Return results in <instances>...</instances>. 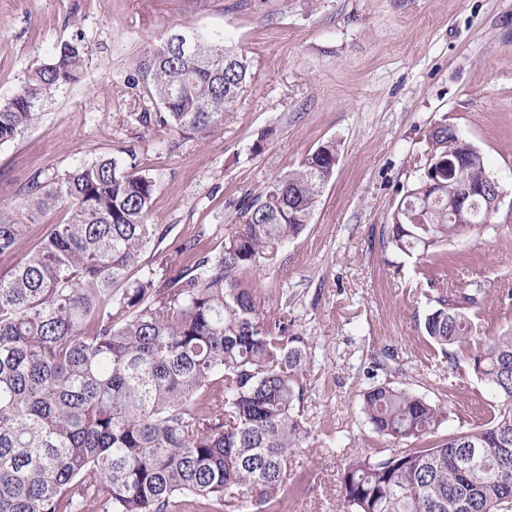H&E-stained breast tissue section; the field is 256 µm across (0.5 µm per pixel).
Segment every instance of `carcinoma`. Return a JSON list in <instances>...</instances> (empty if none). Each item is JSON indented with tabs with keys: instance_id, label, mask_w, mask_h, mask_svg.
Here are the masks:
<instances>
[{
	"instance_id": "1",
	"label": "carcinoma",
	"mask_w": 512,
	"mask_h": 512,
	"mask_svg": "<svg viewBox=\"0 0 512 512\" xmlns=\"http://www.w3.org/2000/svg\"><path fill=\"white\" fill-rule=\"evenodd\" d=\"M176 31L136 59L121 97L143 125L206 136L247 91L250 65L223 35L187 28L181 50L169 41ZM88 62L77 35L28 71L0 100V145L79 83ZM336 155V142L320 145L243 200L220 252L160 274L139 272L166 229L152 222L155 180L132 153L39 173L23 205L0 208V254L35 213H67L0 275V512H248L284 494L311 434L302 413L311 347L288 316L265 318L238 275L305 230ZM486 173L482 159L450 172L432 158L384 225V247L433 280L443 247L492 227L482 200L470 224L455 213L460 186ZM484 288L472 280L437 298L424 321L448 369L486 387L483 416L440 437L451 409L391 379L365 388L361 412L392 448L349 457L350 512H512V327L479 339Z\"/></svg>"
}]
</instances>
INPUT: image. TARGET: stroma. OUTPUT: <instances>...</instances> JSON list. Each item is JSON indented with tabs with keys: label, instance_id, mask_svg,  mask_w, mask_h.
Here are the masks:
<instances>
[{
	"label": "stroma",
	"instance_id": "1",
	"mask_svg": "<svg viewBox=\"0 0 512 512\" xmlns=\"http://www.w3.org/2000/svg\"><path fill=\"white\" fill-rule=\"evenodd\" d=\"M178 24L228 34L250 63V87L206 137L141 126L117 93L134 58ZM78 34L91 51L81 82L0 145V206L22 203L37 171L123 161L134 150L156 181L153 219L168 229L142 263L179 268L194 261L185 243L221 250L245 196L322 143L338 146L335 175L304 232L239 276L265 317L287 314L312 347L304 409L313 434L266 512H345L349 455L386 447L360 411L376 353L393 355L412 391L452 409L441 435L483 413V384L449 373L424 320L436 282L476 279L485 284L481 335L512 324V0H0V98ZM438 125L481 151L508 202L494 231L449 244L429 281L414 260L383 248L381 231ZM65 218L62 208L36 215L0 255V274Z\"/></svg>",
	"mask_w": 512,
	"mask_h": 512
}]
</instances>
